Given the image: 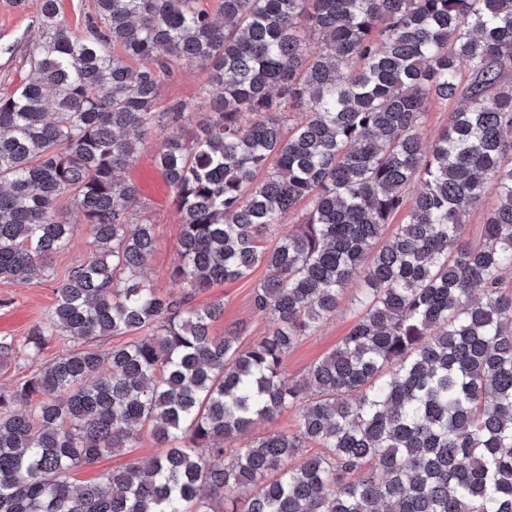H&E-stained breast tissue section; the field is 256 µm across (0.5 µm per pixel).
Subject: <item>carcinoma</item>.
Listing matches in <instances>:
<instances>
[{
    "mask_svg": "<svg viewBox=\"0 0 512 512\" xmlns=\"http://www.w3.org/2000/svg\"><path fill=\"white\" fill-rule=\"evenodd\" d=\"M197 3L95 0L74 35L40 0L29 77L0 94V280L69 248L67 193L94 246L24 340L0 336L1 368L77 344L0 389V512H512V0ZM183 61L221 89L197 123L193 98L157 111ZM434 100L458 106L425 144ZM131 131L160 136L179 294L142 274ZM258 267L265 332L214 335L224 303L192 297ZM357 274L349 331L288 379ZM288 410L292 431L226 447ZM145 429L159 453L72 485Z\"/></svg>",
    "mask_w": 512,
    "mask_h": 512,
    "instance_id": "obj_1",
    "label": "carcinoma"
}]
</instances>
